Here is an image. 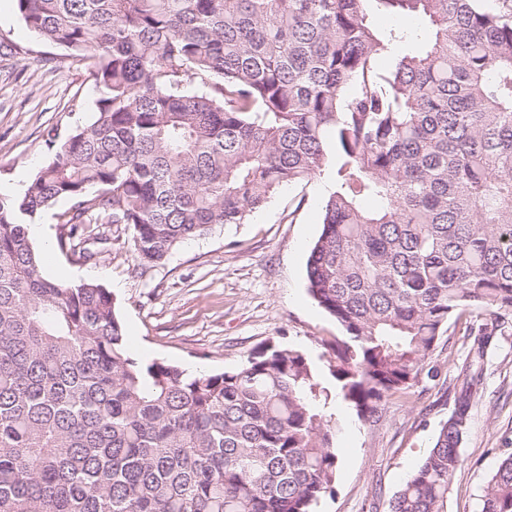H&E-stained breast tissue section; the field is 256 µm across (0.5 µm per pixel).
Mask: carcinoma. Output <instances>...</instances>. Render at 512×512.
Segmentation results:
<instances>
[{
  "mask_svg": "<svg viewBox=\"0 0 512 512\" xmlns=\"http://www.w3.org/2000/svg\"><path fill=\"white\" fill-rule=\"evenodd\" d=\"M16 3L97 97L0 195V512H315L333 400L372 419L452 316L479 359L512 312V0ZM324 174L306 277L344 331L326 375L272 342L220 373L139 362L111 292L44 277L29 235L66 199L71 230L126 224L155 266ZM471 407L468 387L388 512H447ZM479 512H512V454Z\"/></svg>",
  "mask_w": 512,
  "mask_h": 512,
  "instance_id": "carcinoma-1",
  "label": "carcinoma"
}]
</instances>
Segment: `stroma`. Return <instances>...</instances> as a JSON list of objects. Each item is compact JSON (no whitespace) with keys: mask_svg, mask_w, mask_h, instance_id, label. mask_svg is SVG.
I'll use <instances>...</instances> for the list:
<instances>
[{"mask_svg":"<svg viewBox=\"0 0 512 512\" xmlns=\"http://www.w3.org/2000/svg\"><path fill=\"white\" fill-rule=\"evenodd\" d=\"M93 81L83 63L39 41L21 20L15 0H0V192L23 191L46 163L51 146L94 118ZM329 180L321 176L282 187L246 223L216 225L179 244L157 266L138 265L121 224L70 229L68 201L35 220L36 249L54 248L41 271L69 284L97 283L111 291L128 335L130 355L163 360L188 373L240 367L273 340L325 366L326 342L341 337L335 320L307 291L306 261L321 232L320 204ZM66 247H58L59 238ZM100 239L101 253L80 261L84 240ZM465 322L450 325L425 358V372L408 396L388 399L379 421L359 419L343 403L338 421L335 491L316 512H386L454 408L464 382L472 384L464 459L448 489L447 512H478L500 462L512 453V328L486 349L481 378L468 380L475 357Z\"/></svg>","mask_w":512,"mask_h":512,"instance_id":"stroma-1","label":"stroma"}]
</instances>
